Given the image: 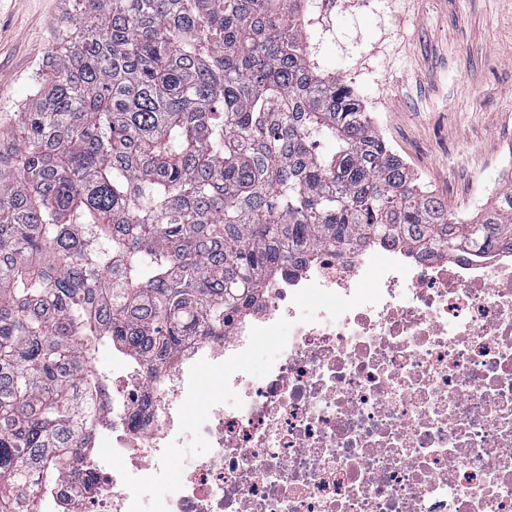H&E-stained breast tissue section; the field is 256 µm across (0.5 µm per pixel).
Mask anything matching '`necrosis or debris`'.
<instances>
[{"instance_id":"4bbe7bcc","label":"necrosis or debris","mask_w":512,"mask_h":512,"mask_svg":"<svg viewBox=\"0 0 512 512\" xmlns=\"http://www.w3.org/2000/svg\"><path fill=\"white\" fill-rule=\"evenodd\" d=\"M399 261L381 299L299 322L309 284L352 296L373 255ZM293 323L261 380L234 373L242 407L215 405L209 455L168 495V512H512V247L422 255L399 242L345 252L270 279L231 333L185 348L155 378L128 363L97 403V431L127 471L156 474L191 367L243 351L252 328ZM132 494L99 449L60 481L52 512H128Z\"/></svg>"}]
</instances>
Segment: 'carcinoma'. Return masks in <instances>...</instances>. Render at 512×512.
<instances>
[{"instance_id":"obj_1","label":"carcinoma","mask_w":512,"mask_h":512,"mask_svg":"<svg viewBox=\"0 0 512 512\" xmlns=\"http://www.w3.org/2000/svg\"><path fill=\"white\" fill-rule=\"evenodd\" d=\"M316 2L70 0L0 117V512H44L92 448L100 342L150 377L322 250L512 240V187L459 221L320 67Z\"/></svg>"}]
</instances>
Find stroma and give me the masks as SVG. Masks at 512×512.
I'll return each instance as SVG.
<instances>
[{"mask_svg": "<svg viewBox=\"0 0 512 512\" xmlns=\"http://www.w3.org/2000/svg\"><path fill=\"white\" fill-rule=\"evenodd\" d=\"M68 0H0V114L19 111L67 40ZM317 59L351 80L409 172L463 220L512 155V0H347Z\"/></svg>", "mask_w": 512, "mask_h": 512, "instance_id": "stroma-1", "label": "stroma"}]
</instances>
